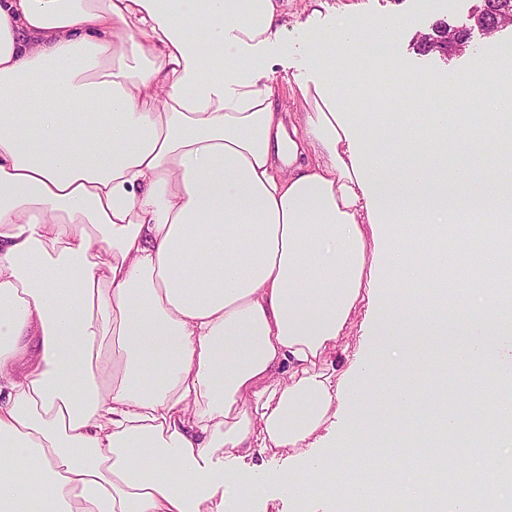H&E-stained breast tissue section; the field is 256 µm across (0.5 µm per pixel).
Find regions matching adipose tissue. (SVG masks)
<instances>
[{
  "mask_svg": "<svg viewBox=\"0 0 512 512\" xmlns=\"http://www.w3.org/2000/svg\"><path fill=\"white\" fill-rule=\"evenodd\" d=\"M293 0H0V512H233L256 495L214 454L283 448L275 482L326 512L374 496L312 453L334 405L357 410L382 360L432 337L490 384L512 420V320L498 304L503 249L460 270L448 231L512 214V86L497 59L449 79V108L394 161L395 127L371 89L343 90L369 22L305 36L307 77L283 111L269 71ZM501 107L484 169L452 167L478 125L452 128L474 85ZM435 287L414 306L400 285ZM464 302L449 307V294ZM371 343L359 372L332 360L356 312ZM388 429L426 434L415 400L385 392ZM358 464L392 474L377 432L353 426Z\"/></svg>",
  "mask_w": 512,
  "mask_h": 512,
  "instance_id": "obj_1",
  "label": "adipose tissue"
}]
</instances>
